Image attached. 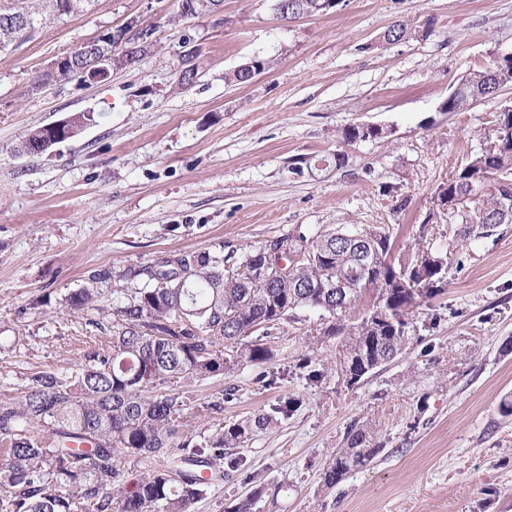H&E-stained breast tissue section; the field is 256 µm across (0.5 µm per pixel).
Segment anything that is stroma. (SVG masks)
<instances>
[{
    "label": "stroma",
    "mask_w": 512,
    "mask_h": 512,
    "mask_svg": "<svg viewBox=\"0 0 512 512\" xmlns=\"http://www.w3.org/2000/svg\"><path fill=\"white\" fill-rule=\"evenodd\" d=\"M25 4L39 24L0 51V401L32 373L73 371L107 346L111 317L71 311L72 293L96 288L112 302L129 270L162 256L239 257L286 234L373 224L388 225L392 261L421 245L447 251L455 235L433 195L489 145L499 104L512 102L511 85L466 111L439 109L469 70L512 51V0H342L294 21L273 0H224L222 14L186 20L176 0H93L62 16ZM398 20L412 35L385 42ZM131 21L154 31L134 67L33 91L52 61ZM255 57L268 69L231 82ZM82 113L74 137L19 152L31 130ZM357 123L388 135L345 142ZM339 153L344 165L330 164ZM320 157L322 168L302 164ZM462 259L413 311L417 341L358 383L342 373L341 337L303 310L272 331L269 362L182 388L195 410L233 389L203 430L300 398L234 450L282 487L254 512H512V416L500 412L512 396V224L468 242ZM306 361L320 381L306 380ZM354 423L379 452L324 489Z\"/></svg>",
    "instance_id": "obj_1"
}]
</instances>
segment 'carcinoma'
Listing matches in <instances>:
<instances>
[{
	"mask_svg": "<svg viewBox=\"0 0 512 512\" xmlns=\"http://www.w3.org/2000/svg\"><path fill=\"white\" fill-rule=\"evenodd\" d=\"M32 12L0 4V27L15 34ZM469 94L450 108L464 112L497 98L494 60L465 77ZM50 136L32 130L19 151L34 153ZM494 146L472 154L434 203L458 218V240L488 238L512 213L499 211L512 196V121L495 129ZM386 226L332 229L313 237L283 235L236 261L208 252L161 257L134 272L141 288H117L118 303L100 305L84 288L68 298L73 311L112 316V341L69 375L36 372L18 394L0 402V512H194L195 505L244 461L224 449L247 441L256 429L299 405L288 398L213 433L197 431L198 412L180 400L189 381L203 380L272 357L271 330L300 309L327 318V335H344L343 366L354 380L393 361L415 335L413 308L440 294L458 253L422 248L396 265ZM288 254V275L267 281L272 253ZM385 312H368L345 328L343 314L365 291ZM261 335H256V332ZM379 449L366 431L350 426L322 473L327 489L364 467ZM138 468L127 481L128 466ZM250 496L228 512H252L268 485L256 473Z\"/></svg>",
	"mask_w": 512,
	"mask_h": 512,
	"instance_id": "1",
	"label": "carcinoma"
}]
</instances>
